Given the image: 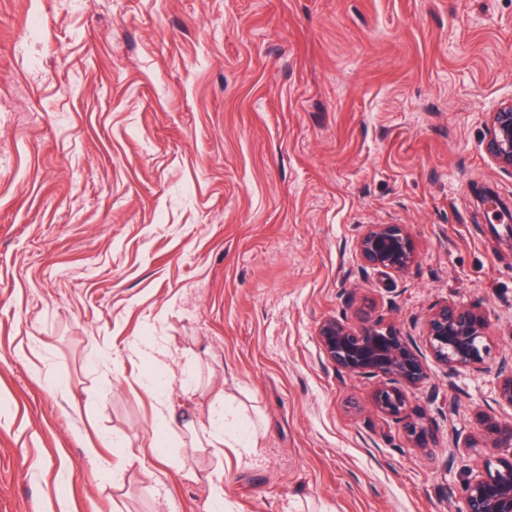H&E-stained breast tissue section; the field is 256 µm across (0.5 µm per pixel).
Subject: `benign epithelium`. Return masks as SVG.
Returning a JSON list of instances; mask_svg holds the SVG:
<instances>
[{"label":"benign epithelium","instance_id":"benign-epithelium-1","mask_svg":"<svg viewBox=\"0 0 512 512\" xmlns=\"http://www.w3.org/2000/svg\"><path fill=\"white\" fill-rule=\"evenodd\" d=\"M484 141L489 158L512 173V100L489 113ZM356 249L364 263L390 272H401L415 260L413 241L402 224L372 225L357 240ZM370 309L364 302L353 321L324 319L317 329L323 353L349 374L387 378L373 391V406L402 423L412 446L424 449L429 432L409 402V391L427 380L424 353L451 371L480 369L491 351L488 316L471 306H434L425 323L423 352L412 337L371 319ZM498 396L512 407V371L498 373ZM480 426L481 441L471 440L467 447H490L497 456L485 463L484 473L465 481L460 512H512V421L486 416Z\"/></svg>","mask_w":512,"mask_h":512}]
</instances>
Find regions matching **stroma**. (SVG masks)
Instances as JSON below:
<instances>
[{
    "label": "stroma",
    "mask_w": 512,
    "mask_h": 512,
    "mask_svg": "<svg viewBox=\"0 0 512 512\" xmlns=\"http://www.w3.org/2000/svg\"><path fill=\"white\" fill-rule=\"evenodd\" d=\"M87 3L0 0V512H211L212 472L231 512H459L494 455L464 441L512 420V223L474 195L512 202L483 141L512 0ZM372 224L415 263L364 264ZM364 300L417 339L436 304L488 313L485 369L430 358L409 394L428 450L322 352ZM144 338L161 397L113 363ZM218 389L252 455L193 447ZM361 260L375 268L401 272L415 260V247L402 224H373L356 243Z\"/></svg>",
    "instance_id": "35a3bbf8"
}]
</instances>
